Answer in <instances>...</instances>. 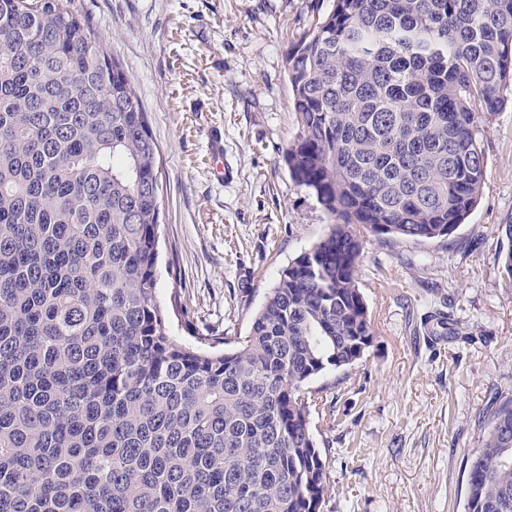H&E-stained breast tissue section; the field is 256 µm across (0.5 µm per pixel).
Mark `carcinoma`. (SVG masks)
Here are the masks:
<instances>
[{
	"mask_svg": "<svg viewBox=\"0 0 512 512\" xmlns=\"http://www.w3.org/2000/svg\"><path fill=\"white\" fill-rule=\"evenodd\" d=\"M292 179L330 218L231 350L168 329L158 147L68 0H0V512H321L307 386L375 332L360 228L452 236L512 86V0H334L287 56ZM464 512H512V398Z\"/></svg>",
	"mask_w": 512,
	"mask_h": 512,
	"instance_id": "carcinoma-1",
	"label": "carcinoma"
}]
</instances>
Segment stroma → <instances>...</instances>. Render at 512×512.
Segmentation results:
<instances>
[{
	"instance_id": "obj_1",
	"label": "stroma",
	"mask_w": 512,
	"mask_h": 512,
	"mask_svg": "<svg viewBox=\"0 0 512 512\" xmlns=\"http://www.w3.org/2000/svg\"><path fill=\"white\" fill-rule=\"evenodd\" d=\"M131 77L162 186L157 295L171 336H242L329 218L283 154L299 132L288 49L333 0H71ZM480 202L452 236L363 233L376 332L351 369L309 385L328 465L322 512H463L467 458L512 396V107L483 126ZM451 326L442 328L439 316Z\"/></svg>"
}]
</instances>
